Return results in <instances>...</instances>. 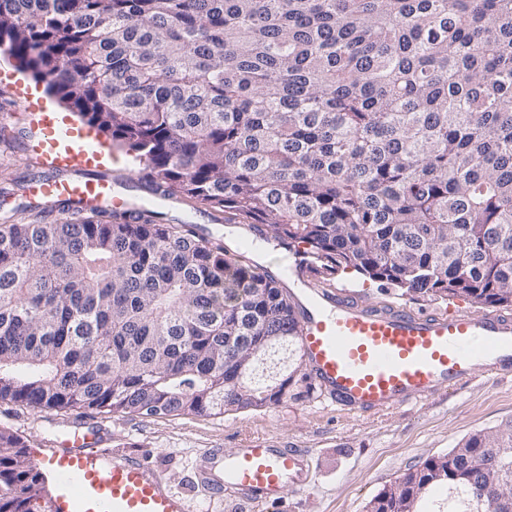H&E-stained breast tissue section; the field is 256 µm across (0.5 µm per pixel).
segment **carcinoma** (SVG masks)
<instances>
[{"mask_svg":"<svg viewBox=\"0 0 512 512\" xmlns=\"http://www.w3.org/2000/svg\"><path fill=\"white\" fill-rule=\"evenodd\" d=\"M0 48L154 194L302 244L329 279L512 307V0H0ZM49 209L0 224L1 402L220 415L288 393L303 353L280 281L150 209ZM458 448H512V420L396 481ZM473 463L415 512H467ZM43 499L0 428V512Z\"/></svg>","mask_w":512,"mask_h":512,"instance_id":"cac0c4a2","label":"carcinoma"}]
</instances>
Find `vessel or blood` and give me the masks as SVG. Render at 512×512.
<instances>
[{"mask_svg": "<svg viewBox=\"0 0 512 512\" xmlns=\"http://www.w3.org/2000/svg\"><path fill=\"white\" fill-rule=\"evenodd\" d=\"M32 150L52 169L32 184V196L80 209L137 210L123 180L97 172L108 151L93 131L53 112L38 116ZM309 255L296 253L286 276L300 310V339L310 376L343 408L375 412L426 398L468 379L476 369L512 376V314H420L358 301L324 285ZM98 433L74 428L43 462L61 477L63 512H187L185 499L139 460H105ZM212 497L277 503L315 480L308 454L256 444L225 453L201 452L194 473Z\"/></svg>", "mask_w": 512, "mask_h": 512, "instance_id": "obj_1", "label": "vessel or blood"}]
</instances>
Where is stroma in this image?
<instances>
[{"label": "stroma", "instance_id": "obj_1", "mask_svg": "<svg viewBox=\"0 0 512 512\" xmlns=\"http://www.w3.org/2000/svg\"><path fill=\"white\" fill-rule=\"evenodd\" d=\"M0 71L11 74L16 84L12 91L0 88V183L8 182L11 188L9 195L0 196V224H12L21 220V210L29 203L27 186L48 175L45 166L21 151L23 141L36 136L38 129L17 95L43 91L44 86L17 71L14 60L1 51ZM159 210L167 224L194 217L199 235L238 251L239 244L231 236L245 230V223L213 222L211 209L180 196L161 203ZM335 285L354 291L365 302L403 305L417 312L475 310L458 298L402 297L386 283L352 273L342 274ZM511 419L512 377H494L481 369L468 381L428 399L367 413L323 399L319 392L308 391L303 380L290 385L280 402L217 416L48 411L0 402V427L21 438L32 461L50 454L74 423L82 421L105 432L103 452L140 460L187 497L193 512H365L366 503L406 469L448 451L473 432L493 430ZM259 443L305 449L316 468L314 484L288 491L279 504L260 506L229 497L217 502L194 485L202 449L230 453Z\"/></svg>", "mask_w": 512, "mask_h": 512}]
</instances>
